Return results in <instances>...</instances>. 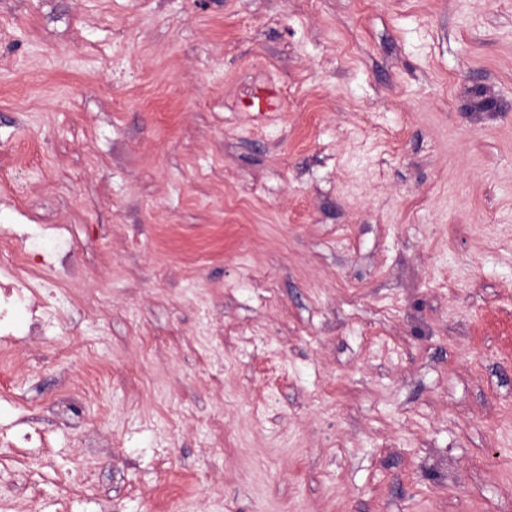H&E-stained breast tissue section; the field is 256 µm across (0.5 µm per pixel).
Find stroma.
<instances>
[{
    "mask_svg": "<svg viewBox=\"0 0 512 512\" xmlns=\"http://www.w3.org/2000/svg\"><path fill=\"white\" fill-rule=\"evenodd\" d=\"M1 224L91 276L0 425L132 459L15 512H512V0H0ZM60 391L47 403L49 416L59 420L68 428L81 435V447L88 453L99 455L106 464L112 465L114 458L112 452V437L101 427L87 428L81 418L78 399L70 392L84 391L85 384L80 382L71 373L64 372L59 380Z\"/></svg>",
    "mask_w": 512,
    "mask_h": 512,
    "instance_id": "obj_1",
    "label": "stroma"
}]
</instances>
